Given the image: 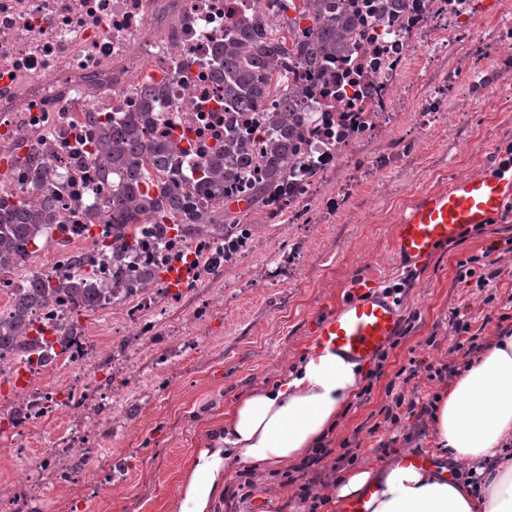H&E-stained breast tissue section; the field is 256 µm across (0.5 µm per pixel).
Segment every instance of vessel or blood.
<instances>
[{"instance_id":"obj_1","label":"vessel or blood","mask_w":512,"mask_h":512,"mask_svg":"<svg viewBox=\"0 0 512 512\" xmlns=\"http://www.w3.org/2000/svg\"><path fill=\"white\" fill-rule=\"evenodd\" d=\"M511 201L512 167L508 165L423 194L392 226V251L399 267L420 269L465 229L494 223ZM347 292V299L318 323L313 341L364 366L399 333L403 309L373 274L351 279Z\"/></svg>"}]
</instances>
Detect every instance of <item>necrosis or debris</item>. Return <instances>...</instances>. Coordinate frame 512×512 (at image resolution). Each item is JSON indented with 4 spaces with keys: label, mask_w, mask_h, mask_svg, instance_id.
<instances>
[{
    "label": "necrosis or debris",
    "mask_w": 512,
    "mask_h": 512,
    "mask_svg": "<svg viewBox=\"0 0 512 512\" xmlns=\"http://www.w3.org/2000/svg\"><path fill=\"white\" fill-rule=\"evenodd\" d=\"M260 6L261 0H0V162L7 166L6 185L51 201L60 217L59 246L49 262L30 257L0 265V298L32 270L52 284L76 272L114 287L106 207L112 178L99 168L94 139L101 122L137 109L143 81L163 85L148 134L179 143L174 167L184 178L227 134L260 145L263 110L225 105L224 75L215 64L225 30ZM441 13L471 21L476 2L407 0L382 23L361 28L347 56L324 63V78L303 105L302 163L289 171L277 211L293 215L360 143L393 122V92L416 55L418 36ZM41 166L52 168L53 177L33 184L31 174ZM137 236L141 246L131 265L186 268L191 288L250 248L234 229L187 239L143 224ZM77 310L62 296L36 309L32 319L41 339L26 360L0 349V374L20 365L29 374L28 385L0 403V449L26 454L29 427L58 422L100 397L90 368L94 340L74 329ZM65 330L70 337L62 345L57 337ZM53 368L75 374L77 383L45 385Z\"/></svg>",
    "instance_id": "obj_1"
}]
</instances>
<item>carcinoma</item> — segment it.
<instances>
[{
	"label": "carcinoma",
	"mask_w": 512,
	"mask_h": 512,
	"mask_svg": "<svg viewBox=\"0 0 512 512\" xmlns=\"http://www.w3.org/2000/svg\"><path fill=\"white\" fill-rule=\"evenodd\" d=\"M363 25L364 19L353 14L345 0H264L256 15L238 21L224 34L217 60L224 69V102L257 108L276 98L279 105L268 113L259 150L230 133L190 181L171 171L164 178L151 172L172 164L177 152L176 144L147 136L161 88L144 87L138 111L99 126L98 162L104 172L117 175L108 200L117 272H124L126 259L133 256L141 224H171L190 238L246 224L243 214L228 217V203L244 201L249 212L272 204L275 191L284 187L289 169L297 163L295 144L304 120L300 98L305 93L295 83L297 71L320 69L325 58L348 47ZM16 197L15 202H0V264L31 255L30 246L37 245L57 220L52 205L30 199L23 190ZM202 198L214 202L205 214L199 213ZM59 296L76 301L85 311L97 310L106 300L105 291L81 277L65 276L50 288L35 278L15 297L8 316L0 317V347L26 356L33 344L28 336L33 310Z\"/></svg>",
	"instance_id": "1"
}]
</instances>
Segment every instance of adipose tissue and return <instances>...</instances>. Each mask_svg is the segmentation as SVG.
<instances>
[{"instance_id": "adipose-tissue-1", "label": "adipose tissue", "mask_w": 512, "mask_h": 512, "mask_svg": "<svg viewBox=\"0 0 512 512\" xmlns=\"http://www.w3.org/2000/svg\"><path fill=\"white\" fill-rule=\"evenodd\" d=\"M362 383L357 364L310 348L282 381L249 391L225 411L223 427L193 456L178 512H215L233 463L279 467L322 447ZM430 423L435 467L406 465L394 453L341 475L337 500L361 502L365 512H512V334L494 337L457 368Z\"/></svg>"}]
</instances>
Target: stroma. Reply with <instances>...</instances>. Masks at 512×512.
<instances>
[{"label":"stroma","mask_w":512,"mask_h":512,"mask_svg":"<svg viewBox=\"0 0 512 512\" xmlns=\"http://www.w3.org/2000/svg\"><path fill=\"white\" fill-rule=\"evenodd\" d=\"M482 7L489 12L484 28L472 34L465 24H449L440 38L455 45L457 55L437 52L417 63L396 97L403 111H412L426 93L445 86L449 67L462 59L479 68L481 92L447 96V117L434 128L409 122L361 144L359 164L322 184V195L329 196L340 179L357 182L334 217L323 221L311 211L298 224L271 223L246 203L232 204V211L249 213V252L198 287L163 299L159 310L142 312V319L158 323V335L106 334L108 321L126 320L124 301L113 303L111 312L78 317L77 326L95 336L92 369L112 396L85 404L82 417L35 432L36 449L70 441L72 452L60 465L73 468L71 481L42 471L36 491L19 495L6 481L9 462L0 461V512H175L187 466L211 428L223 422L225 409L251 388L291 372L317 322L346 297L351 277L364 271L396 290L405 321L384 357L366 366V395L350 398L325 441L330 453L313 487L319 507L300 499L305 479L287 464L253 470L248 493L230 484L224 508L339 512L337 456L354 454L357 467L367 468L398 450L434 451L428 415L386 421V390L423 405L446 393L447 380L428 379L422 368L472 359L469 335L455 332L454 318L468 321L470 335L483 345L512 333V203L496 223L465 230L409 276L396 266L390 231L425 191L512 160V76L491 62L496 11L512 9V0H483ZM472 256L487 257L498 270L489 286L459 280L460 262ZM412 362L420 373L399 381L400 369ZM92 468L105 477L103 487L87 488L84 472Z\"/></svg>","instance_id":"35a3bbf8"}]
</instances>
